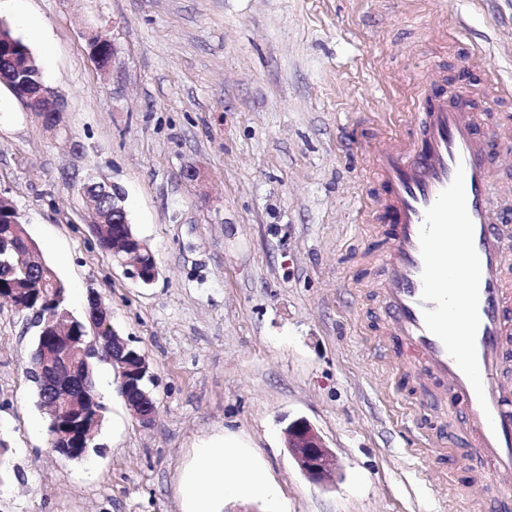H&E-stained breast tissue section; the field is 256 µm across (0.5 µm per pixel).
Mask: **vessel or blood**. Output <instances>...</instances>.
Masks as SVG:
<instances>
[{"instance_id":"b4317fda","label":"vessel or blood","mask_w":512,"mask_h":512,"mask_svg":"<svg viewBox=\"0 0 512 512\" xmlns=\"http://www.w3.org/2000/svg\"><path fill=\"white\" fill-rule=\"evenodd\" d=\"M413 120L375 155L365 207L387 237L369 253L383 276L379 346L442 418L463 420L473 469L512 512V226L492 193L491 152L472 91L439 76L416 82Z\"/></svg>"}]
</instances>
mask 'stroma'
Instances as JSON below:
<instances>
[{"instance_id": "stroma-1", "label": "stroma", "mask_w": 512, "mask_h": 512, "mask_svg": "<svg viewBox=\"0 0 512 512\" xmlns=\"http://www.w3.org/2000/svg\"><path fill=\"white\" fill-rule=\"evenodd\" d=\"M0 21L61 99L52 130L0 85V199L82 315L89 289L145 355L157 415L127 411L109 365L102 455L52 452L26 369L29 312L0 300V512H181L178 477L204 438L246 440L279 512H469L492 486L461 430L409 449L414 394L373 350L383 310L362 215L375 141L403 129L430 62L476 111L512 85V0H0ZM113 40L99 69L89 35ZM196 178H188L187 170ZM125 192L153 251L149 285L96 239L88 171ZM308 420L337 460L319 486L284 431Z\"/></svg>"}]
</instances>
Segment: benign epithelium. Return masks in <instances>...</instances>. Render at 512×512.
<instances>
[{
    "mask_svg": "<svg viewBox=\"0 0 512 512\" xmlns=\"http://www.w3.org/2000/svg\"><path fill=\"white\" fill-rule=\"evenodd\" d=\"M90 55L101 68L114 64L116 48L106 39L89 38ZM0 83L6 84L28 111L42 123L56 127L62 116V107L54 92L44 84L38 65L29 49L5 34L0 26ZM84 182L95 184L102 195L112 199V223L129 224L128 212L122 205L125 194L114 184L89 174ZM127 248L140 259H120L125 275L144 285L157 277L156 263H148L152 253L139 239L126 235ZM35 249L26 233H20L16 254L30 277L44 283L55 277L46 263L36 267L26 265V259ZM89 306L84 319L94 330L93 341H84L85 332L74 314L65 307L49 311L43 317L46 345L40 347L32 368L42 381L41 409L60 428L51 437L54 451L73 457L86 453L94 441L102 420V406L94 388L97 366L108 362L120 377L119 390L129 414L142 424H149L156 415V404L148 396L140 397L139 380L148 373L143 355L135 352L129 341L117 335L110 326L109 308L99 292L88 293ZM287 448L301 472L315 484H326L336 474V457L323 438L305 419L288 423L285 429Z\"/></svg>",
    "mask_w": 512,
    "mask_h": 512,
    "instance_id": "benign-epithelium-1",
    "label": "benign epithelium"
}]
</instances>
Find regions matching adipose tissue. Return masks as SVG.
<instances>
[{
    "label": "adipose tissue",
    "mask_w": 512,
    "mask_h": 512,
    "mask_svg": "<svg viewBox=\"0 0 512 512\" xmlns=\"http://www.w3.org/2000/svg\"><path fill=\"white\" fill-rule=\"evenodd\" d=\"M182 512H224L226 498L269 499L276 491L260 464L252 461L237 435L202 440L177 484Z\"/></svg>",
    "instance_id": "adipose-tissue-1"
}]
</instances>
